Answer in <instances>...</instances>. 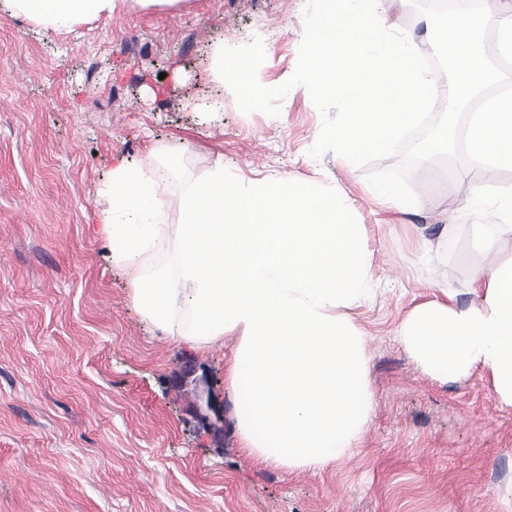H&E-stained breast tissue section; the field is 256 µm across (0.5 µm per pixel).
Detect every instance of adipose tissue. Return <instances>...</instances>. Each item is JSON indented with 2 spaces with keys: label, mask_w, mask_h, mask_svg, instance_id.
Masks as SVG:
<instances>
[{
  "label": "adipose tissue",
  "mask_w": 512,
  "mask_h": 512,
  "mask_svg": "<svg viewBox=\"0 0 512 512\" xmlns=\"http://www.w3.org/2000/svg\"><path fill=\"white\" fill-rule=\"evenodd\" d=\"M185 0H0L9 15L51 32L115 12L179 10ZM159 171L116 162L99 191L100 231L141 316L198 348L237 344L226 360L245 450L288 470L319 471L361 452L373 407L369 359L350 312L373 293L372 253L354 206L336 185L264 177L231 181L223 169L189 184L181 221L169 223ZM475 213L495 259L474 273L478 302L416 304L397 336L439 380L480 373L512 406V185H473ZM166 255L158 263L157 255Z\"/></svg>",
  "instance_id": "1"
}]
</instances>
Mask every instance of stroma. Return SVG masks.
I'll return each mask as SVG.
<instances>
[{"label": "stroma", "mask_w": 512, "mask_h": 512, "mask_svg": "<svg viewBox=\"0 0 512 512\" xmlns=\"http://www.w3.org/2000/svg\"><path fill=\"white\" fill-rule=\"evenodd\" d=\"M306 0H189L179 12H118L68 33L0 11V512H512V406L480 374L438 380L396 336L416 303L449 292L476 304L484 216L462 207L482 172L412 171L418 203L388 214L366 169L313 159L322 117L304 94L278 116L195 112L211 89L212 40L261 37L259 73L293 70ZM180 156L165 194L223 167L335 181L367 229L373 301L351 317L369 357L373 410L361 453L313 473L247 454L225 361L150 326L98 234L97 190L119 159ZM430 251H423V244ZM224 407L215 433L192 415L186 366Z\"/></svg>", "instance_id": "stroma-1"}]
</instances>
